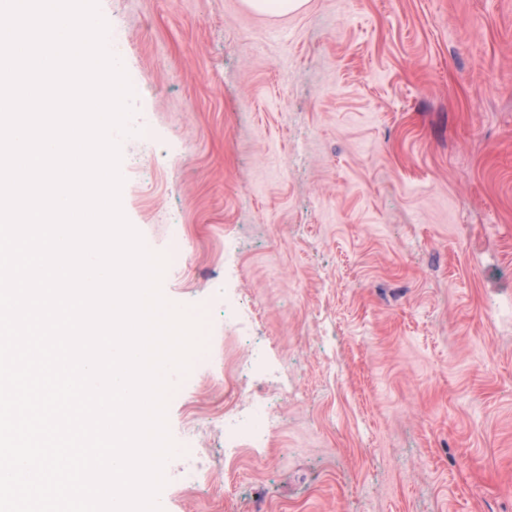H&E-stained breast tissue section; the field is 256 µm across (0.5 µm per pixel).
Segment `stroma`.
<instances>
[{
	"mask_svg": "<svg viewBox=\"0 0 512 512\" xmlns=\"http://www.w3.org/2000/svg\"><path fill=\"white\" fill-rule=\"evenodd\" d=\"M98 8L152 124L118 139L122 210L179 233L162 292L208 310L167 421L209 473L166 512H512V0ZM246 396L281 427L228 458Z\"/></svg>",
	"mask_w": 512,
	"mask_h": 512,
	"instance_id": "stroma-1",
	"label": "stroma"
}]
</instances>
